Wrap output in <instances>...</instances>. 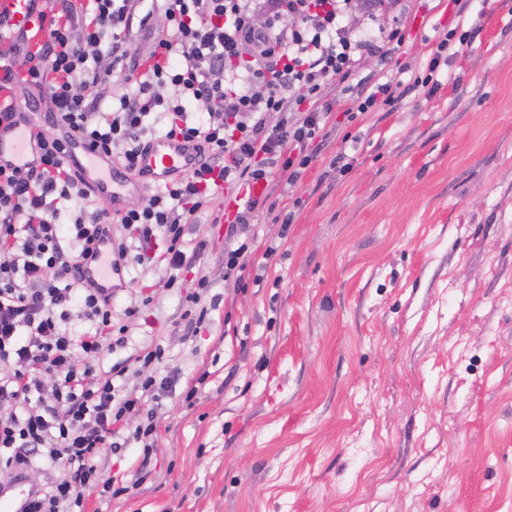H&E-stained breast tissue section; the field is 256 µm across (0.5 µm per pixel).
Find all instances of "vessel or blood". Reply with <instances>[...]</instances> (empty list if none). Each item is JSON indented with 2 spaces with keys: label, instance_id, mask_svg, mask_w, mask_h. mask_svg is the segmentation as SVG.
<instances>
[{
  "label": "vessel or blood",
  "instance_id": "vessel-or-blood-1",
  "mask_svg": "<svg viewBox=\"0 0 512 512\" xmlns=\"http://www.w3.org/2000/svg\"><path fill=\"white\" fill-rule=\"evenodd\" d=\"M34 153L31 130L19 124L9 131L0 130V164L23 167L30 163ZM69 162L79 165V173L95 194L107 198L113 210H121L126 195L141 191L143 185L153 181H168L175 175H185L198 165L196 151L182 139L160 138L150 143L141 160V171L132 175L112 164L88 145H79ZM81 274L85 282L94 283L105 293L115 291L118 277L111 265L104 262L83 264ZM32 497L30 488L22 482L0 489V512H22Z\"/></svg>",
  "mask_w": 512,
  "mask_h": 512
}]
</instances>
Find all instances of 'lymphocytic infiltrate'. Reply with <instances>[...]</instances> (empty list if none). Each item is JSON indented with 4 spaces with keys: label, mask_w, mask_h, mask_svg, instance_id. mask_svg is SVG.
Listing matches in <instances>:
<instances>
[{
    "label": "lymphocytic infiltrate",
    "mask_w": 512,
    "mask_h": 512,
    "mask_svg": "<svg viewBox=\"0 0 512 512\" xmlns=\"http://www.w3.org/2000/svg\"><path fill=\"white\" fill-rule=\"evenodd\" d=\"M84 12L63 0L50 18L39 0H27L34 28L48 36L30 49L27 28L0 10V82L45 92L49 108L33 124L36 157L30 166L0 165V488L42 473L24 512H82L91 492L126 493L104 476V449L140 443L139 472L157 448L158 408L175 390L174 377L150 375L132 393L118 396L114 380L131 365L161 362V347H144L130 360L100 368L112 345V299L76 271L111 228L116 263L142 262L156 241L167 268L193 264L184 249V226L224 186L230 193L255 184L235 216L249 224L259 210L274 211L273 172L296 183L316 138L325 137L331 109L327 90L348 81L362 56L383 54L398 30L357 36L346 18L352 0H161L162 29L135 18L136 0H91ZM154 32L149 60L138 58L136 32ZM27 70L18 76L16 55ZM118 77L127 90L106 104L99 86ZM207 106L198 117L195 104ZM281 119L268 125L267 115ZM165 135L191 143L199 164L188 175L113 212L73 174L67 154L89 143L135 172L148 143V119ZM54 127L44 133L42 124ZM70 204L61 225L53 200ZM89 321L74 335L71 318Z\"/></svg>",
    "instance_id": "1"
}]
</instances>
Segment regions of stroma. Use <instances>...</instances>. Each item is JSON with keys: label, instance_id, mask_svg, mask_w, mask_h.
I'll return each instance as SVG.
<instances>
[{"label": "stroma", "instance_id": "stroma-1", "mask_svg": "<svg viewBox=\"0 0 512 512\" xmlns=\"http://www.w3.org/2000/svg\"><path fill=\"white\" fill-rule=\"evenodd\" d=\"M404 39L357 78L420 70L448 0H381ZM475 34L453 81L347 119L296 184L274 176L280 221L255 214L246 267L224 269V193L186 225L192 268L132 263L113 299L152 302L126 341L165 357L148 374L193 381L164 400L156 469L132 486L135 444L98 466L131 486L86 512H512V0H468ZM348 169H336L338 154ZM209 315L185 334L184 289L200 275Z\"/></svg>", "mask_w": 512, "mask_h": 512}]
</instances>
